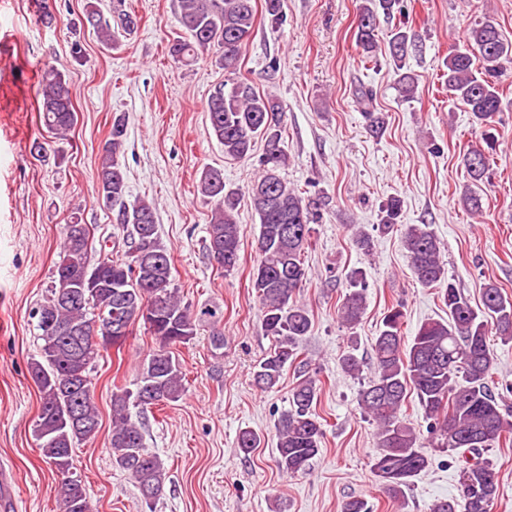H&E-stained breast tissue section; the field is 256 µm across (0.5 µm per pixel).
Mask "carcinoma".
Returning <instances> with one entry per match:
<instances>
[{
  "label": "carcinoma",
  "mask_w": 512,
  "mask_h": 512,
  "mask_svg": "<svg viewBox=\"0 0 512 512\" xmlns=\"http://www.w3.org/2000/svg\"><path fill=\"white\" fill-rule=\"evenodd\" d=\"M399 2L366 0L360 8L355 36L365 58L378 60L379 14L390 15ZM177 3L183 35L169 44L173 62L187 66L214 50L215 65L224 70V80L211 90L206 108L224 157L245 159L257 139L265 141L262 171L248 188V196L259 218V260L252 281L260 298L261 328L272 339L273 349L255 365L254 382L269 390L285 371L293 369L297 382L289 408L275 422L276 463L289 475L304 474L320 452L325 434L316 411L320 387L299 350L311 328L309 312L296 298L308 275L303 255L313 232L311 203L288 186L281 175L288 165L282 104L274 95L259 92L254 82L240 73L242 49L255 23V0ZM84 21L102 44L112 45V25L98 4L88 3ZM417 43L418 35L401 26L391 31L387 41L397 89L405 99L414 98L417 92V79L406 69ZM509 63L512 40L490 20L472 25L462 46L446 61L444 83L450 97L463 103L483 128L482 143L469 146L461 158L469 177L461 203L472 213L482 209L478 187L489 171L495 150L489 119L501 111L499 84ZM39 95L45 128L54 135L67 134L77 115L65 74L53 66L45 68ZM357 102L369 130L381 133L385 119L382 113L373 111L372 92L359 89ZM126 131L125 116H114L98 168V198L115 212L116 223L131 241L128 259L103 258L98 262L97 281L87 287L82 278L90 266L89 226L65 225L63 257L67 267L63 272L55 269L51 283L66 278L73 282L75 296L62 297L59 289L47 288L35 313L41 345L38 357L29 363V373L40 391L34 435L42 456L54 470L70 471L73 448L95 438L101 426L90 379L96 361L103 356L90 344L92 334L104 336L106 325L97 321L99 313L122 319L129 329L144 320L143 309H155L156 319L144 327L154 337L156 348L144 359L135 389L112 393L109 441L112 464L125 471L144 501L151 503L163 493L167 470L163 460L146 448L143 427L131 418L129 408L133 405L144 413L182 398L184 374L172 346L193 340L202 323H219L220 314L206 307L196 312L177 295L171 253L157 234L155 207L143 199L129 200L126 173L120 163ZM197 190L212 204L207 225L208 256L229 272L239 262L240 225L236 214L240 193L226 188L223 170L215 167L202 170ZM401 209L396 196L382 204V231L399 226ZM401 244L416 280L439 289L448 319L423 323L407 345L401 334V306L388 308L383 317L373 344V376L360 391L364 413L376 428L379 453L373 472L383 492L397 498L411 479L429 466L430 457L421 450L415 429L401 417L406 398L413 392L430 420L431 441L461 459L459 497L436 502L431 512H492L499 497V480L482 450L512 437V410L502 404V397L489 384L492 355L487 339L493 331L503 342L512 341V299L491 283L484 288L481 305L473 307L448 277L441 243L425 226H406ZM348 284L339 314L345 324L353 326L365 309L363 272L352 271ZM260 442V436L251 430L241 431L236 440L245 454L259 447ZM60 496L62 512H91L80 477H62Z\"/></svg>",
  "instance_id": "carcinoma-1"
}]
</instances>
